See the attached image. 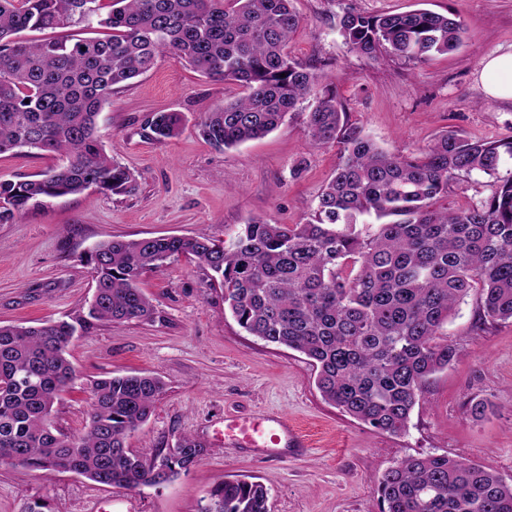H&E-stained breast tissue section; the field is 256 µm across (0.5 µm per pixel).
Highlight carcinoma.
<instances>
[{"label":"carcinoma","instance_id":"cac0c4a2","mask_svg":"<svg viewBox=\"0 0 512 512\" xmlns=\"http://www.w3.org/2000/svg\"><path fill=\"white\" fill-rule=\"evenodd\" d=\"M293 0H0V155L21 149L58 164L0 181V224L30 207L76 195L94 183L133 193L135 176L108 155L98 116L114 89L171 54L243 94L207 112L200 134L227 150L277 129L309 98L314 146H340L334 177L304 224L253 220L229 241L193 237L111 239L86 257L95 293L85 309L37 326L0 325V466L75 472L110 488L158 487L208 453L193 436L147 458L126 448L164 391L147 373L90 381L84 432L54 433L50 418L75 379L67 348L93 323L152 322L142 276L181 257L205 266L224 305L249 335L303 354L322 398L377 431L400 436L437 372L457 356L443 328L471 292L480 319L512 323V176L486 200L451 209L440 203L461 174L494 175L512 159V137L485 141L447 132L402 156L378 147L345 119L319 70L287 52L301 19ZM83 26L76 34L28 40L24 31ZM345 42L368 58L381 53L423 63L455 51L463 24L417 11L345 12ZM285 77H280V74ZM184 118L159 112L154 139L177 137ZM375 214L374 231H355ZM380 512H512V484L490 467L447 453L405 456L378 480ZM259 481L224 480L201 512H268Z\"/></svg>","mask_w":512,"mask_h":512}]
</instances>
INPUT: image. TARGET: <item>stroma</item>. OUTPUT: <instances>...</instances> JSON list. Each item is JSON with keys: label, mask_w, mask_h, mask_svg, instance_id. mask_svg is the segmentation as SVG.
I'll list each match as a JSON object with an SVG mask.
<instances>
[{"label": "stroma", "mask_w": 512, "mask_h": 512, "mask_svg": "<svg viewBox=\"0 0 512 512\" xmlns=\"http://www.w3.org/2000/svg\"><path fill=\"white\" fill-rule=\"evenodd\" d=\"M294 7L301 26L288 43L291 56L335 83L349 123L379 146L408 155L449 131L472 140L512 137V101L488 99L479 79L487 56L512 49V0H294ZM352 9L450 13L465 28L463 43L423 64L386 54L369 59L353 52L336 27ZM238 92L169 54L115 90L100 114L99 134L107 152L134 172L138 189L49 199L0 224V325L62 319L86 305L95 281L84 258L99 242L199 233L226 240L257 218L305 223L334 174L337 148L311 145L300 109L262 138L214 149L198 124ZM155 112L182 113L181 135L152 140L146 121ZM55 164L33 150L3 154L0 180ZM511 175V159L494 176L461 175L447 203L485 200ZM141 287L156 307L154 322L97 323L73 339L68 353L76 378L55 403L53 424L69 436L82 431L90 380L152 373L165 390L127 447L148 457L189 434L208 446L207 455L172 482L133 491L72 473L0 467V512H22L36 499L51 512H86L96 499L109 501V512H200L215 484L240 476L268 487L270 512H380L377 484L385 469L408 455L445 452L490 466L512 483V324L480 321L477 294L444 328L458 348L456 360L431 380L408 432L392 436L326 403L304 355L245 333L202 265L178 259L147 272ZM472 399L487 400L491 410L474 417ZM266 414L288 417L309 441L307 457L283 461L224 446L214 436L224 418Z\"/></svg>", "instance_id": "stroma-1"}]
</instances>
